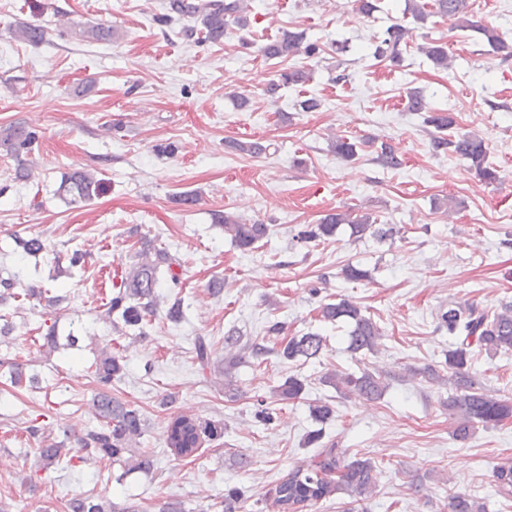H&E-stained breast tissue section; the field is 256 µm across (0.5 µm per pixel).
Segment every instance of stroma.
Returning a JSON list of instances; mask_svg holds the SVG:
<instances>
[{"label": "stroma", "instance_id": "1", "mask_svg": "<svg viewBox=\"0 0 512 512\" xmlns=\"http://www.w3.org/2000/svg\"><path fill=\"white\" fill-rule=\"evenodd\" d=\"M166 3L0 0V129L19 125L37 135L19 156L0 150V266L25 262L33 282L67 297L56 310L35 298L19 309L12 352L32 361L40 386L15 388L0 378V500L11 512H64L67 498L85 493L138 512H163L175 501L183 512H211L230 488L251 502L263 498L313 455L305 439L319 429L326 442L380 469L371 498L355 506L337 495L319 512H446L453 492L486 502L488 512H512L493 477L496 466L512 464V422L478 428L458 444L443 406L451 385L426 377L448 350L442 305L472 303L492 313L512 303V57L434 16L415 26L401 66L375 59L371 48L402 20L404 0H380L369 17L351 0H251L248 31L230 28L216 45L185 39L181 23H160ZM22 23L45 27V43L15 39ZM96 24L112 27L111 42L87 36ZM286 29L306 31L323 51L294 60L310 70L307 84L271 96L266 87L280 66L259 48ZM430 40L447 43L451 69L418 52ZM342 41L349 50L340 55ZM341 66L344 82L335 79ZM413 87L432 108L453 113V134L488 143L497 181L480 179L462 157L433 151L431 127L406 108ZM238 93L250 98L247 109L237 108ZM305 95L320 99V109L296 111ZM340 135L360 141L355 159L332 152ZM229 139L259 141L268 151L232 152ZM383 141L401 154L400 168L377 162ZM169 142L175 155L158 152ZM20 166L29 179H16ZM80 168L99 170L104 190L70 203L57 189ZM183 194L196 205L177 204ZM446 197L460 208H440ZM336 208L371 212L397 233L386 242L356 241L344 226L321 241L295 242L299 230ZM217 212L266 223L269 234L239 250L214 223ZM33 235L47 249L39 260H22L14 239ZM146 245L178 258L180 282L163 281L161 293L182 299L185 319L175 325L156 314L139 340L116 335L98 314L122 267ZM76 251L84 262L74 268ZM348 263L367 270V279L340 277ZM215 280L224 283L217 296ZM341 297L384 330L376 354L352 356L347 326L321 321L320 305ZM275 321L290 335L321 333V358L302 364L269 352L262 364H241L228 376L199 367L197 338L218 361L230 332L245 344L273 346L267 328ZM52 327L78 336V348L47 352L40 340ZM103 347L126 360L112 393L147 421L139 445L154 455L150 473L124 477L119 466L81 459L74 448L75 436L98 425L90 365ZM366 367L385 376L382 399L343 398L321 381L330 369ZM474 368L486 388L512 395V352L476 355ZM291 375L304 379V393L279 402L273 390ZM318 400L335 410L321 425L309 414ZM263 407L271 421L259 418ZM177 414L219 423L224 434L204 440L195 456L175 458L164 430ZM33 422L69 435L70 457L47 471L34 458L38 439L26 431Z\"/></svg>", "mask_w": 512, "mask_h": 512}]
</instances>
